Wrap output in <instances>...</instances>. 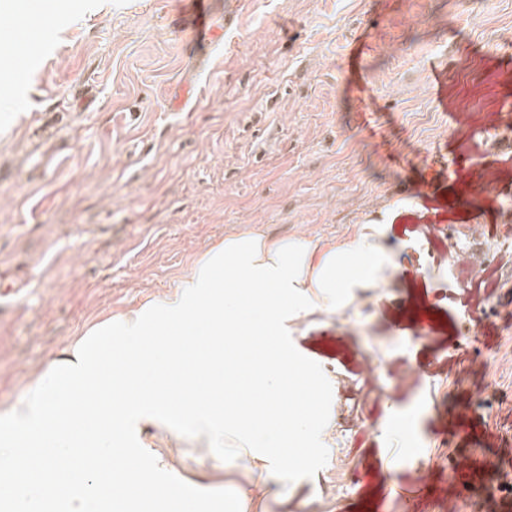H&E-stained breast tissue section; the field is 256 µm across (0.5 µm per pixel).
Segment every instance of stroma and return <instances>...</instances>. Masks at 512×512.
<instances>
[{
    "label": "stroma",
    "mask_w": 512,
    "mask_h": 512,
    "mask_svg": "<svg viewBox=\"0 0 512 512\" xmlns=\"http://www.w3.org/2000/svg\"><path fill=\"white\" fill-rule=\"evenodd\" d=\"M378 2L213 0L201 42L182 0H51L36 57L21 7L0 14V412L226 236L305 238L340 266L353 241L379 254L289 313L312 403L297 446L154 431L132 456L191 493L144 512H512V0ZM353 76L405 165L360 124ZM46 109L64 118L41 132ZM485 267L501 289L461 306Z\"/></svg>",
    "instance_id": "1"
}]
</instances>
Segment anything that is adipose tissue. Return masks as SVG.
Returning <instances> with one entry per match:
<instances>
[{"instance_id": "1", "label": "adipose tissue", "mask_w": 512, "mask_h": 512, "mask_svg": "<svg viewBox=\"0 0 512 512\" xmlns=\"http://www.w3.org/2000/svg\"><path fill=\"white\" fill-rule=\"evenodd\" d=\"M308 240L295 243L246 232L225 237L196 260L175 293L111 316L86 330L63 356L37 374L6 412L8 445L0 448V486L14 512H33L35 488L64 493L65 512H112L121 501L132 512L153 499L129 443L150 428L195 427L209 447L224 445V423L257 431L274 428L276 446L296 441L298 407L286 383L300 370L284 347L261 350L247 336L261 322L288 332L294 288L336 285V256L317 255ZM203 328V347L182 331ZM282 385L269 394L266 379ZM111 477L102 491L100 473Z\"/></svg>"}]
</instances>
